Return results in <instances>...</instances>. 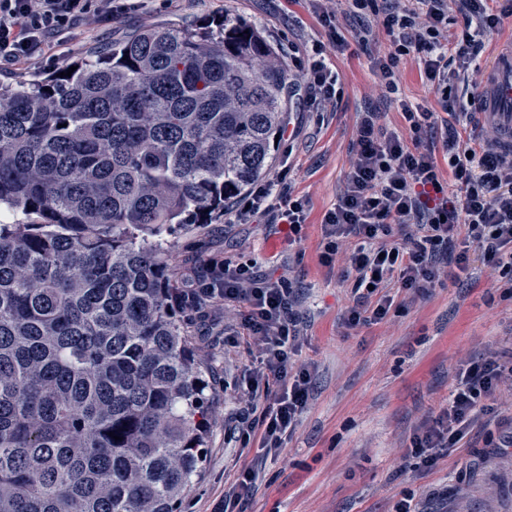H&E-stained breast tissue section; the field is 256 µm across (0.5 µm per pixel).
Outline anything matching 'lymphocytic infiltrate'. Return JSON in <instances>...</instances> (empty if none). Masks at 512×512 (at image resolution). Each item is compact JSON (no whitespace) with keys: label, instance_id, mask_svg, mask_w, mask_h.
Returning a JSON list of instances; mask_svg holds the SVG:
<instances>
[{"label":"lymphocytic infiltrate","instance_id":"1","mask_svg":"<svg viewBox=\"0 0 512 512\" xmlns=\"http://www.w3.org/2000/svg\"><path fill=\"white\" fill-rule=\"evenodd\" d=\"M329 39L365 46L376 31L389 44L370 60L387 99L398 101L404 125L388 131L381 115L361 117L352 142L349 172L334 207L324 215L323 265L340 266L361 298L344 315L356 328L387 319L399 288L426 297L444 284L442 254H454L460 272L473 276L470 250L484 257L483 271L494 288L512 298V152L496 129L483 130L476 144L463 142L458 122L471 120L472 97L481 85L479 58L506 18L512 0H309ZM151 0H0V63L14 64L46 51L53 39L95 15L106 20L148 9ZM362 18L351 40L337 35V4ZM320 41L305 40L288 49L300 72L288 84L289 98L319 115L334 112L340 76L326 62ZM414 59L438 110L400 99L401 68ZM451 120L442 145L426 143L438 112ZM448 157L440 171L435 151ZM288 176L255 184L224 210L228 224H284L297 239L306 219V202L282 188ZM192 303L220 302L240 311L239 323L224 340L246 342L252 365L239 385L250 414L238 415L226 440L245 449L258 446L278 456L295 431L309 398L310 370L296 364L305 335L298 313L300 292L292 277L275 275L253 263L210 262L188 283ZM512 383V359L494 350L462 360L448 404L424 424L405 457L425 471L437 449L468 447L472 435L497 418L496 402Z\"/></svg>","mask_w":512,"mask_h":512}]
</instances>
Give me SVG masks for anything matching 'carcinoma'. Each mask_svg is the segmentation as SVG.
I'll return each mask as SVG.
<instances>
[{
	"mask_svg": "<svg viewBox=\"0 0 512 512\" xmlns=\"http://www.w3.org/2000/svg\"><path fill=\"white\" fill-rule=\"evenodd\" d=\"M276 58L226 17L0 84V210L35 217L0 220V512H181L209 401L166 237L266 176Z\"/></svg>",
	"mask_w": 512,
	"mask_h": 512,
	"instance_id": "carcinoma-1",
	"label": "carcinoma"
}]
</instances>
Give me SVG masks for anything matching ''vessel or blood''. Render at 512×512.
<instances>
[{"mask_svg": "<svg viewBox=\"0 0 512 512\" xmlns=\"http://www.w3.org/2000/svg\"><path fill=\"white\" fill-rule=\"evenodd\" d=\"M481 115L499 129L503 147L512 150V46L498 51L484 72Z\"/></svg>", "mask_w": 512, "mask_h": 512, "instance_id": "1", "label": "vessel or blood"}]
</instances>
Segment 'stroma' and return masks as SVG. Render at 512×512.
<instances>
[{"label": "stroma", "instance_id": "1", "mask_svg": "<svg viewBox=\"0 0 512 512\" xmlns=\"http://www.w3.org/2000/svg\"><path fill=\"white\" fill-rule=\"evenodd\" d=\"M227 16L255 23L282 57L289 44L323 41L342 88L324 124H317L315 114L291 113L300 133L281 138L272 161L275 173L290 164L287 188L308 201L300 241L289 243L281 225L228 229L220 220L186 226L169 238V266L178 286L212 260L252 259L263 267L276 257L288 262L304 293L306 339L296 361L313 372L312 396L295 434L277 458L266 461L264 480L245 500V512H392L408 493L419 512H512V448L490 447L487 434L475 435L470 447L441 454L423 475L400 470L416 427L447 405L457 361L489 347L512 351V298L485 279H451L424 299L396 291L402 309L387 321L356 330L345 326L352 284L319 262L322 219L346 180L362 113H382L390 131L400 130L403 118L397 105L380 96L367 50L352 45L340 51L327 43L308 0H153L141 14L84 22L32 61L0 65V84L61 73L147 26L199 29ZM183 315L208 382L210 428L200 473L181 512H224L225 483L260 453L224 445L225 417L247 409L245 398L224 383L242 375L249 357L245 347L224 343V325L239 322L237 310L203 302L184 308Z\"/></svg>", "mask_w": 512, "mask_h": 512}]
</instances>
